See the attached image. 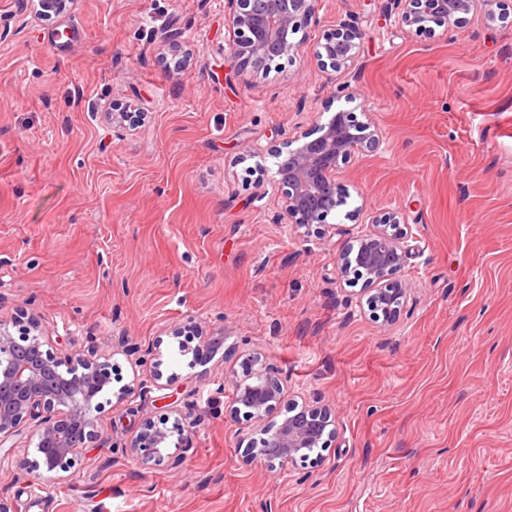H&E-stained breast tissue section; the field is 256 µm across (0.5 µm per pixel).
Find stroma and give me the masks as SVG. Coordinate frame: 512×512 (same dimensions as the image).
<instances>
[{"instance_id": "obj_1", "label": "stroma", "mask_w": 512, "mask_h": 512, "mask_svg": "<svg viewBox=\"0 0 512 512\" xmlns=\"http://www.w3.org/2000/svg\"><path fill=\"white\" fill-rule=\"evenodd\" d=\"M225 0H0V319L25 308L57 348L95 350L110 399L68 481L0 468L15 512H512V0L486 23L405 31L394 0H320L297 51L259 76L224 60ZM357 65L316 46L342 21ZM344 109L383 133L337 181L344 227L400 208L410 291L376 321L340 278V237L287 232L271 147ZM111 112H141L135 127ZM252 158L240 160L242 148ZM181 338H173L174 330ZM132 347L112 344L118 333ZM217 337L188 367L179 340ZM195 423L179 468L126 447L165 416L144 348ZM261 353L330 406L336 433L293 477L246 463L253 425L220 383ZM362 30L353 22H343L334 32L323 36L316 55L324 69L343 73L355 65L358 57Z\"/></svg>"}]
</instances>
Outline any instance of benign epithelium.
<instances>
[{"mask_svg": "<svg viewBox=\"0 0 512 512\" xmlns=\"http://www.w3.org/2000/svg\"><path fill=\"white\" fill-rule=\"evenodd\" d=\"M485 7L489 23L498 18L495 8L503 0H397L399 22L409 32L428 29L439 20L450 27L461 25L476 2ZM319 0H227L232 37L225 55L238 71L253 76L268 62L292 55L293 41L304 21L315 16ZM362 30L351 22L323 36L316 55L324 69L343 73L355 65ZM381 132L360 122L354 113L338 110L315 133L303 132L273 146L277 159L274 180L281 189V214L292 232L325 238L328 232L347 239L338 256L342 278L363 281L374 317L386 327L393 324L408 288L397 273L405 265L411 236L407 216L389 209L373 217L371 228L350 236L327 218L342 201L336 176L353 157L375 151ZM113 365L94 352H63L53 346L41 322L21 309L11 322L0 319V447L29 430L38 458L11 463L17 476L33 482L40 469L70 479L81 465L83 449L98 438L96 413L101 398L112 391ZM229 414L244 416L259 427L261 437L248 438L243 458L258 463L276 476L292 473L321 457L336 433L329 406L292 395L268 367L261 354L249 359L240 379L231 380ZM285 408L283 418L274 414ZM171 427L143 420L129 450L146 465L176 469L180 450L189 446L193 422L189 414L174 409Z\"/></svg>", "mask_w": 512, "mask_h": 512, "instance_id": "obj_1", "label": "benign epithelium"}]
</instances>
